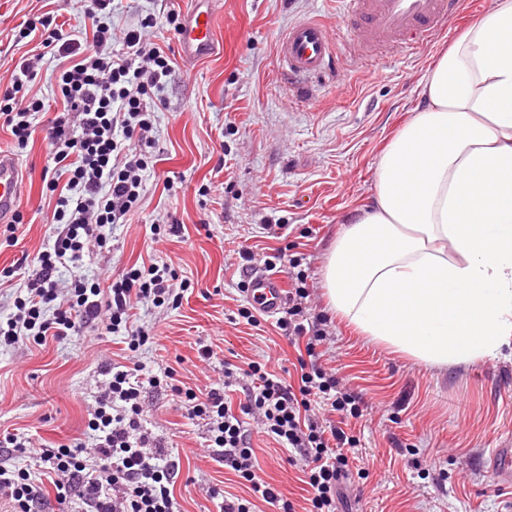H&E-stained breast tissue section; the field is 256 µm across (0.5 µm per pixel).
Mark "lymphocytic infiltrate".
<instances>
[{"instance_id": "lymphocytic-infiltrate-1", "label": "lymphocytic infiltrate", "mask_w": 512, "mask_h": 512, "mask_svg": "<svg viewBox=\"0 0 512 512\" xmlns=\"http://www.w3.org/2000/svg\"><path fill=\"white\" fill-rule=\"evenodd\" d=\"M114 0H92V39L82 43L66 36L51 20L23 22L16 35L24 40L39 33L35 53L22 58L5 87L0 88V125L9 128L17 146H26L34 132L32 113L46 111L43 99L28 96L44 59L56 60L52 72L63 109L48 119L45 129L53 146L51 161L59 188L50 222L53 242L37 257V271L15 297V312L0 322V346L27 340L38 345L83 335L93 326L108 334H122L129 351L145 345L153 334L134 319L138 304L161 306L176 299L174 277L167 265L130 267L107 287L88 284L80 273L85 242L105 240L104 230L127 223L141 199L143 171L156 165L155 115L166 108L161 91L173 70V60L149 34L159 22L180 30L179 15L164 20L142 17L126 28L122 49L113 52ZM73 270L69 288L60 289V270ZM309 296L304 274L291 280L290 307L278 320L280 330L319 341V322L305 321L302 302ZM297 384L287 383L259 365L248 366L247 397L232 405L225 380L201 391L185 389L188 418L205 421L215 461L230 468L249 485L250 498L223 505V512H253L256 502L295 512L292 502L254 471L248 420H260L267 435L282 447L296 450L304 461L308 512H336L338 488L351 473L355 436L330 419L313 414L312 399H320L341 418H358L361 397L341 392L335 375L318 361L301 362ZM103 379L88 422L87 441L55 448H30L12 438L14 451L28 453L43 483L34 482L29 469L0 459V491L14 512H38L45 488L58 503L77 499L81 512H180L173 494L179 471L176 460L152 436L142 421L144 387L166 386L169 372H154L141 362L105 363Z\"/></svg>"}]
</instances>
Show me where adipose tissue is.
I'll return each instance as SVG.
<instances>
[{
    "mask_svg": "<svg viewBox=\"0 0 512 512\" xmlns=\"http://www.w3.org/2000/svg\"><path fill=\"white\" fill-rule=\"evenodd\" d=\"M420 96L323 285L362 336L441 369L512 347V0H493Z\"/></svg>",
    "mask_w": 512,
    "mask_h": 512,
    "instance_id": "1",
    "label": "adipose tissue"
}]
</instances>
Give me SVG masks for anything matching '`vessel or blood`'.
I'll return each mask as SVG.
<instances>
[{"label": "vessel or blood", "mask_w": 512, "mask_h": 512, "mask_svg": "<svg viewBox=\"0 0 512 512\" xmlns=\"http://www.w3.org/2000/svg\"><path fill=\"white\" fill-rule=\"evenodd\" d=\"M191 0L179 33L182 58L196 63L215 48L214 8ZM464 12V0H342L341 19L350 46L359 61L390 54L396 49L415 50L445 35L449 24ZM337 40L321 20L307 19L291 26L279 39V67L302 100H310L308 82L332 70ZM24 173L15 155L0 152V223H12L23 195ZM249 296L267 314L279 313L287 300L283 277L262 269L251 271ZM490 467L500 480L512 481V448L492 449Z\"/></svg>", "instance_id": "vessel-or-blood-1"}]
</instances>
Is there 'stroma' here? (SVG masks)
I'll use <instances>...</instances> for the list:
<instances>
[{
    "label": "stroma",
    "instance_id": "stroma-1",
    "mask_svg": "<svg viewBox=\"0 0 512 512\" xmlns=\"http://www.w3.org/2000/svg\"><path fill=\"white\" fill-rule=\"evenodd\" d=\"M185 7L186 0H121L112 24L125 28ZM340 8L339 0H218L214 54L195 64L177 61L165 84L168 107L154 124L158 162L144 175L139 208L129 223L113 226L106 245L87 243L82 273L105 286L125 268L153 261L188 282L180 305H139L140 324L156 326L157 337L137 358L173 370L175 385L202 387L222 377L228 362L242 368L255 361L297 380L305 339L279 330L276 316L261 314L250 324L240 315L250 301L241 287L249 263L239 253L253 251L260 268L278 256L275 272L283 277L300 266L314 291L310 313L328 324L320 362L366 402L347 426L358 445L345 512H512V485L487 465L491 449L512 442V351L448 369L417 363L331 313L322 276L350 216L372 201L383 147L421 108L423 76L488 5L471 0L445 36L373 68L339 50L332 82L302 102L279 76L278 41L307 18L335 24ZM88 10V0H0V75H10L24 52L15 26L53 16L79 39L91 26ZM32 121L37 130L20 150L0 128V150L16 153L25 178L22 224H0V271L12 273L11 284L0 287L2 318L52 236L43 180L50 146L42 114ZM168 177L175 192L164 187ZM210 182L216 192L201 195ZM159 221L180 230L154 238L150 226ZM203 347L213 353L210 362L198 357ZM122 349L120 337L93 331L79 341L0 347V438L16 434L55 447L82 437L98 372ZM141 405L149 431L180 464L174 495L181 512H218L213 487L249 497L246 485L211 459L204 422L188 419L179 397L148 388ZM251 446L258 476L305 512L302 460H290L257 423Z\"/></svg>",
    "mask_w": 512,
    "mask_h": 512
}]
</instances>
